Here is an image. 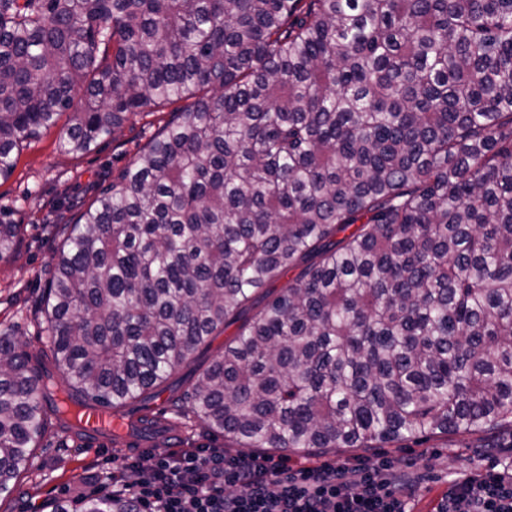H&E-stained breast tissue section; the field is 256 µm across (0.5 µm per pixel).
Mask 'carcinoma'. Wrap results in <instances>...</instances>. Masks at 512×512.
<instances>
[{
    "label": "carcinoma",
    "mask_w": 512,
    "mask_h": 512,
    "mask_svg": "<svg viewBox=\"0 0 512 512\" xmlns=\"http://www.w3.org/2000/svg\"><path fill=\"white\" fill-rule=\"evenodd\" d=\"M84 91L82 102L75 89ZM64 227L49 350L0 334V488L47 430L176 406L241 448L512 442V0H0V177L182 99ZM21 225L0 221V256ZM81 512H128L86 497ZM240 322H233L229 324L225 329L224 333L219 336H214L211 341L209 342V345L207 347V350L204 354L198 357L195 365H193L190 368H185L181 370L174 379H186L190 376L196 369H199L204 362L211 358L214 355H217L221 353L224 350V341L235 335L240 327Z\"/></svg>",
    "instance_id": "obj_1"
}]
</instances>
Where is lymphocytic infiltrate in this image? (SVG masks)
<instances>
[{
    "mask_svg": "<svg viewBox=\"0 0 512 512\" xmlns=\"http://www.w3.org/2000/svg\"><path fill=\"white\" fill-rule=\"evenodd\" d=\"M112 496L130 512H410L412 481L376 477L361 465L290 471L287 459L221 448L123 458ZM441 512H512V468L496 465L453 483Z\"/></svg>",
    "mask_w": 512,
    "mask_h": 512,
    "instance_id": "1",
    "label": "lymphocytic infiltrate"
}]
</instances>
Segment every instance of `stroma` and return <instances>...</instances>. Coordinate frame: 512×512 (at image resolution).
<instances>
[{
  "mask_svg": "<svg viewBox=\"0 0 512 512\" xmlns=\"http://www.w3.org/2000/svg\"><path fill=\"white\" fill-rule=\"evenodd\" d=\"M183 108L178 101L138 114L83 155L62 150L60 130L52 128L25 142L10 175L0 178V218L21 227L16 250L0 258V331L13 334L30 353L47 345L40 325L49 269L61 244L58 225L72 222L80 206L92 200L97 184L117 178L139 148ZM507 454L504 448L492 454L462 438L442 437L368 451L347 448L330 458L340 462L362 458L372 465L389 460L396 473L419 479L412 512H438L455 479L475 467H488L493 456ZM111 458V452L82 447L48 431L33 450L32 468L0 489V512H51L54 501H74L75 475L104 479L112 470Z\"/></svg>",
  "mask_w": 512,
  "mask_h": 512,
  "instance_id": "obj_1",
  "label": "stroma"
}]
</instances>
